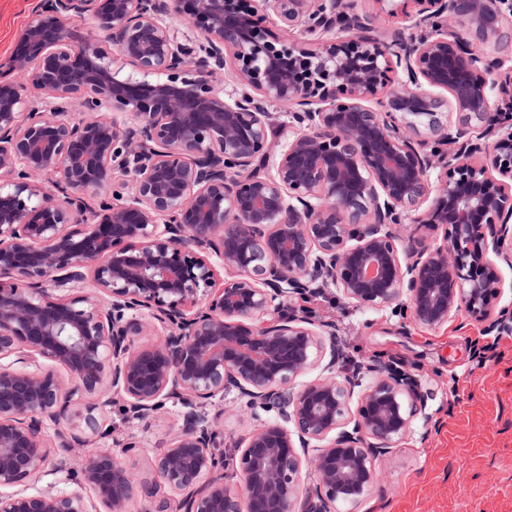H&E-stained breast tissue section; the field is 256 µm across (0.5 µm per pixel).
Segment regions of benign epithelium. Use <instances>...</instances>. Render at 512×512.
Masks as SVG:
<instances>
[{"instance_id":"obj_1","label":"benign epithelium","mask_w":512,"mask_h":512,"mask_svg":"<svg viewBox=\"0 0 512 512\" xmlns=\"http://www.w3.org/2000/svg\"><path fill=\"white\" fill-rule=\"evenodd\" d=\"M308 2L42 0L0 63V512L154 497L128 464L136 442L92 449L116 395L132 420L182 407L155 461L173 495L155 512L356 505L408 433L421 381L372 362L367 385L338 379L335 326L294 300L333 290L431 329L512 317L498 264L512 251V118L497 104L512 77L479 48L512 0H411L425 34L408 42L366 34L354 0ZM87 16L103 39L74 35ZM428 197L414 222L441 240L398 246L394 228ZM87 282L94 294H74ZM326 357L327 374L297 382ZM231 391L267 419L229 459L205 406ZM78 456L80 490L25 487Z\"/></svg>"}]
</instances>
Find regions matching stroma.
Wrapping results in <instances>:
<instances>
[{
  "instance_id": "35a3bbf8",
  "label": "stroma",
  "mask_w": 512,
  "mask_h": 512,
  "mask_svg": "<svg viewBox=\"0 0 512 512\" xmlns=\"http://www.w3.org/2000/svg\"><path fill=\"white\" fill-rule=\"evenodd\" d=\"M40 0H0V58L10 55ZM315 320L336 325L344 377L359 362H397L422 381L420 409L408 435L384 457L380 486L351 512H512V329L485 333L482 325L458 315L427 329L391 309H361L326 294L313 304ZM232 453L260 422L240 411L236 393L209 408ZM179 425L173 405L149 419H127L120 403L104 418L109 435L141 447L132 460L140 479L153 482L158 496H170L153 460Z\"/></svg>"
}]
</instances>
